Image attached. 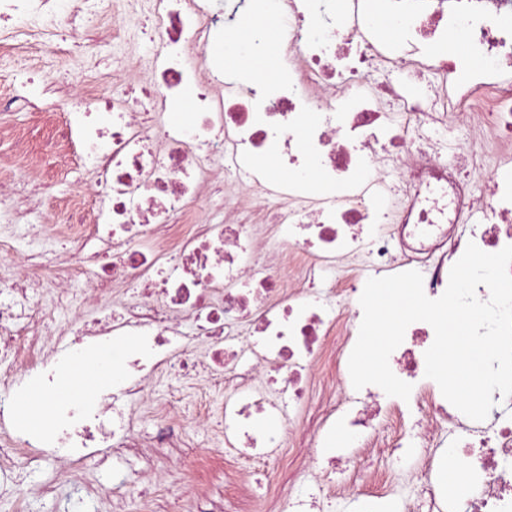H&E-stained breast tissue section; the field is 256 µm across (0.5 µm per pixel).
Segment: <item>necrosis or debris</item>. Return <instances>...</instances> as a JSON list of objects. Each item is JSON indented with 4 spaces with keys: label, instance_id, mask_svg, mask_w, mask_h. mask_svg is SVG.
I'll return each mask as SVG.
<instances>
[{
    "label": "necrosis or debris",
    "instance_id": "1",
    "mask_svg": "<svg viewBox=\"0 0 512 512\" xmlns=\"http://www.w3.org/2000/svg\"><path fill=\"white\" fill-rule=\"evenodd\" d=\"M151 69L137 86L101 92L73 86L59 72L51 86L69 108L57 128L90 180L53 213L59 248L16 262L13 233L45 189H21L0 229V266L20 272L0 281V364L32 376L45 405V434L27 439L16 423L18 399L0 390V489L20 488V472L45 459L79 462L111 449L143 457L130 403L147 380L176 370L228 384L212 429L226 462L292 469L289 486L259 512H335L316 467L335 470L333 440L344 429L373 443L390 429L393 449L412 458L405 512H512V398L493 393L485 420L452 406L425 376L435 333L418 321L392 353L395 374L417 395L406 403L372 386L354 389L348 369L369 278L419 271L432 299L468 243L495 253L512 245V0H149ZM275 10L281 76L243 78L220 48L250 27L253 51L265 48L262 18ZM403 23L399 39L369 30L367 12ZM81 32L80 10L59 0H0V29L25 39L44 20ZM466 37L450 42L457 28ZM482 61L472 69V61ZM405 73L377 81V66ZM429 70L441 84L418 92L412 77ZM195 93L192 112L166 117L168 100ZM456 108H449V101ZM467 129L468 174L448 162V134ZM415 129L407 138V129ZM224 181L213 186L212 162ZM282 172L266 178L268 166ZM394 211L382 202L391 188ZM201 207L200 222L186 205ZM271 216L277 250L261 225L239 218L241 203ZM301 276L281 270L279 251ZM84 277L95 302L116 300L110 320L57 325L42 305L68 307L69 289L47 293L46 272ZM139 343L122 360L126 381L97 396L58 398L56 341L74 346ZM205 354H198V342ZM319 449L316 463L291 456L281 431ZM458 448L473 479L465 497L448 496L441 442Z\"/></svg>",
    "mask_w": 512,
    "mask_h": 512
}]
</instances>
